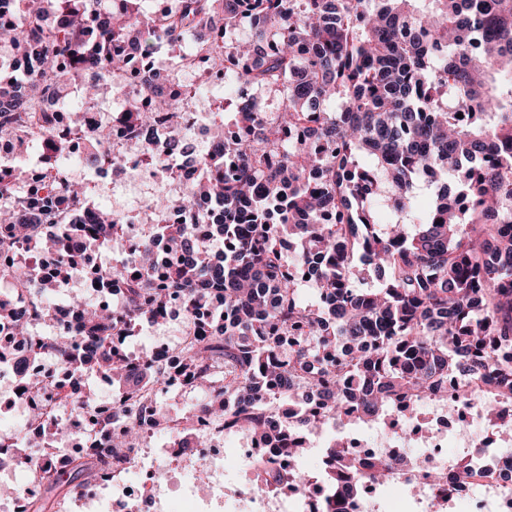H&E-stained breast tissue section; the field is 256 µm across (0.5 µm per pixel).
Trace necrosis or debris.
Here are the masks:
<instances>
[{
	"label": "necrosis or debris",
	"instance_id": "4bbe7bcc",
	"mask_svg": "<svg viewBox=\"0 0 512 512\" xmlns=\"http://www.w3.org/2000/svg\"><path fill=\"white\" fill-rule=\"evenodd\" d=\"M193 79L194 90L180 96L176 110L160 115L148 128L131 127L120 107L139 93L140 85L165 93H178L182 76ZM112 87V101L117 112L103 115L98 104L80 101L81 125H73L68 108L46 101L43 105L50 117L53 138L71 141L75 160L66 170L69 178H81L80 161L90 145L101 144L103 163L97 164L98 174L112 176L116 167L137 168L141 175L166 184L174 190L199 181L200 175L192 161L175 158L155 163L127 155L132 140L152 141L160 144L173 130L187 133L190 143L201 150L224 135V127L216 120L223 111V100L198 95V88L217 85L210 60L201 54L188 55L180 71H172L159 55H151L145 66L141 83H133L129 70L107 74ZM108 123L110 136L99 142L101 123ZM113 216L123 226L122 236L126 254L140 251L145 242H153V217L144 207L125 208L113 204ZM160 266H168L169 256L164 243L153 242ZM66 252L73 256L72 265L80 271V291L93 304L121 308L127 283L110 280L100 251L78 241L66 244ZM62 251V252H65ZM62 252L41 251L31 259L37 281H50L57 276ZM13 252L0 251V288L12 291L13 301L23 310L27 321L26 336L14 335L10 323L0 322V338L6 340L0 351V407L21 412L22 423L13 428L14 441L36 439L38 449L46 463L55 472L67 470L76 448L99 450L111 454L112 467L105 482L92 485L79 492L78 497L86 512H168V475L156 466L163 457L183 467L205 469L208 489L200 491L197 484L182 485V496L196 502L194 512H212L213 504H220L223 512H387L388 503L383 489L365 483L354 497L339 495L332 486L311 482L305 489L277 487L261 496L244 491H228L224 485V420L212 414L205 406L202 393L190 383L182 372L181 350L192 339L206 334V324L187 317L180 302L171 303L161 317L162 330L156 331L151 353L166 372L163 384L150 387L146 402L127 407L121 387H113L110 405L91 402L84 411L73 412L65 408L64 398L82 395L86 383L76 364L49 359L37 352L40 342L50 336L75 335L79 332L80 318L65 300L55 303L56 317L43 321L38 313L41 297L26 289L14 288L11 279ZM175 390L188 400L182 411H168L166 427L170 439L162 446L151 443L157 429L155 413L163 407L168 391ZM463 381L449 376L447 394L436 401H428L431 417L426 424L403 426L393 414L402 410L405 402L393 398L392 415L383 420V430L352 431L355 417H337L324 413L323 420L341 435L340 443L360 467L377 460H386L390 469L388 484H400L406 489L402 512H512V435L496 427L486 431H472V422L484 421L488 412L504 413L512 417V403L498 400L485 393L476 402L462 400ZM39 412L41 423H32L30 415ZM263 419L285 426L292 420L287 407L265 396ZM237 452L242 459L241 476L251 471L273 467L294 472L302 469L303 459L286 452L293 442L312 448L309 435H295L287 430L279 447L261 440L245 428L237 429ZM125 437L126 445L114 447L116 437ZM461 448V456H453L449 447ZM469 469L467 484L455 482L458 468Z\"/></svg>",
	"mask_w": 512,
	"mask_h": 512
}]
</instances>
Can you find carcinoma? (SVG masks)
Masks as SVG:
<instances>
[{
	"label": "carcinoma",
	"instance_id": "cac0c4a2",
	"mask_svg": "<svg viewBox=\"0 0 512 512\" xmlns=\"http://www.w3.org/2000/svg\"><path fill=\"white\" fill-rule=\"evenodd\" d=\"M143 0H27L25 29L13 33L15 54L39 57L35 74L0 81V139L29 151L49 134L41 100L67 96L74 80L85 97L126 64L130 49L161 46L179 56L202 25L229 33L249 26V40L212 58L222 71L224 111L234 128L199 154L205 178L183 200L216 204L213 231L224 238L214 259L200 250L191 225L159 227L171 262L161 271L149 245L124 253L118 233L99 236L95 222L67 230L102 252L121 256L110 276L132 280L129 319L159 317L173 299L192 313L213 300L212 333L182 352L187 378L207 390L210 410L267 441L280 429L260 419V393L320 398L328 408L380 417L391 397L410 399L445 390L448 375L469 392L480 381L512 400V0H173L160 29L142 19ZM280 92L262 100L234 98L238 87ZM130 105V119L150 126L178 105L174 96ZM435 184L422 207L418 179ZM21 168L0 172V231L31 257L56 241L31 239L29 224L85 207L81 187L65 182L57 165L43 187L25 182ZM297 244V266L316 263L325 295L304 302L275 244ZM375 274V288H362ZM20 286L43 294L26 262L13 271ZM84 316L82 344L55 336L48 356L105 372L137 395L162 373L143 360H118L108 342L112 310L71 300ZM15 306L0 297V319ZM223 360L224 387L210 389L209 368ZM21 453L39 474L41 491L24 512H61L62 499L108 470L100 456L73 459L68 473ZM325 481L354 492L357 465L329 448ZM306 472L273 468L257 474L254 494L273 485L305 487Z\"/></svg>",
	"mask_w": 512,
	"mask_h": 512
}]
</instances>
